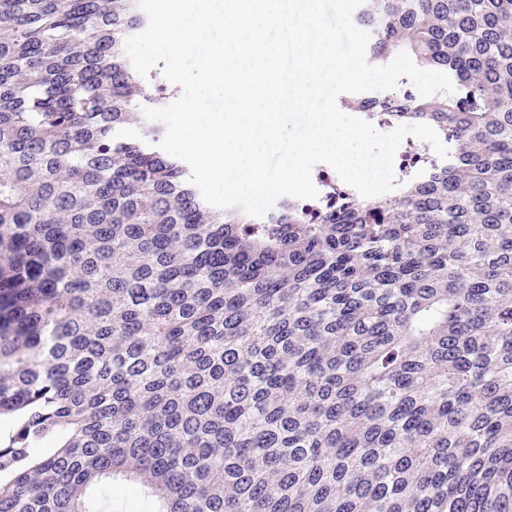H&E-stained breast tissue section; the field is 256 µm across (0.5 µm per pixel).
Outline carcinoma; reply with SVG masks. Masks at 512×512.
<instances>
[{
    "label": "carcinoma",
    "mask_w": 512,
    "mask_h": 512,
    "mask_svg": "<svg viewBox=\"0 0 512 512\" xmlns=\"http://www.w3.org/2000/svg\"><path fill=\"white\" fill-rule=\"evenodd\" d=\"M353 19L448 161L257 218L158 147L138 0H0V512H512V0Z\"/></svg>",
    "instance_id": "carcinoma-1"
}]
</instances>
